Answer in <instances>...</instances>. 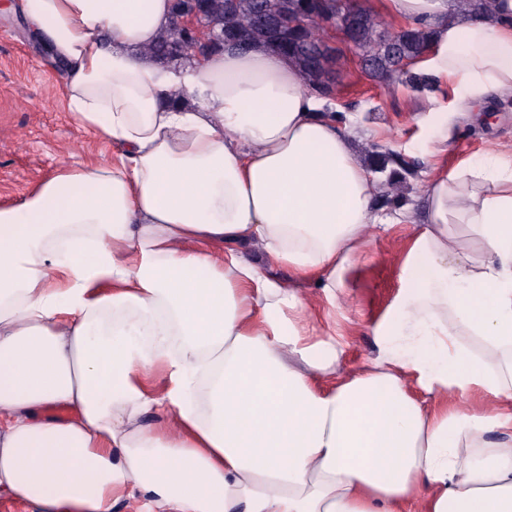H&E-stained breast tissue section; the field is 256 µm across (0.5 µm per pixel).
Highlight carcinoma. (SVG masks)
I'll return each instance as SVG.
<instances>
[{
	"instance_id": "1",
	"label": "carcinoma",
	"mask_w": 512,
	"mask_h": 512,
	"mask_svg": "<svg viewBox=\"0 0 512 512\" xmlns=\"http://www.w3.org/2000/svg\"><path fill=\"white\" fill-rule=\"evenodd\" d=\"M473 16L493 18V0H456ZM200 7L208 25L224 33H238L245 48H269L291 59L308 89L330 98L337 94L328 80L338 61L336 49L326 44L321 20L333 22L353 43L365 72L377 83L399 80L413 88L431 85L429 77L408 69V65L428 52L432 32L421 26L404 25L390 32L389 24L369 8L356 14L336 11V0H173V14L180 16ZM212 30L189 34L171 25L166 35L145 49L156 63L176 65L194 56L192 47L211 39ZM397 155L392 151H372L371 170L384 172Z\"/></svg>"
}]
</instances>
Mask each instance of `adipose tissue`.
Instances as JSON below:
<instances>
[{"label":"adipose tissue","mask_w":512,"mask_h":512,"mask_svg":"<svg viewBox=\"0 0 512 512\" xmlns=\"http://www.w3.org/2000/svg\"><path fill=\"white\" fill-rule=\"evenodd\" d=\"M434 32L417 69L455 117L512 91V0H379ZM65 63L72 119L116 156L56 167L0 206V492L48 512H512V156L435 167L377 354L336 374L310 302L269 265L343 287L378 186L295 65L141 49L172 0H13ZM491 395L493 407L446 395ZM62 407L67 419L44 416ZM155 424H148V417Z\"/></svg>","instance_id":"adipose-tissue-1"}]
</instances>
